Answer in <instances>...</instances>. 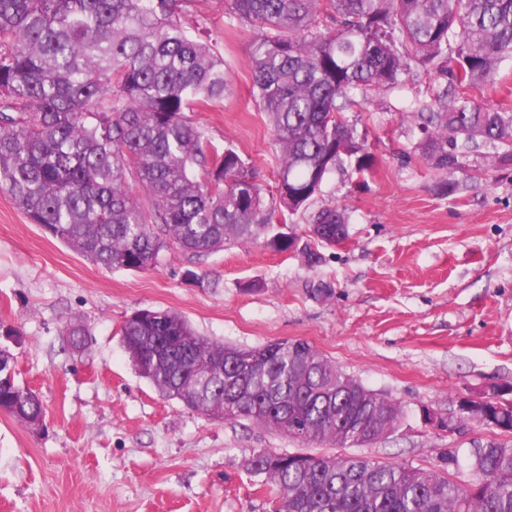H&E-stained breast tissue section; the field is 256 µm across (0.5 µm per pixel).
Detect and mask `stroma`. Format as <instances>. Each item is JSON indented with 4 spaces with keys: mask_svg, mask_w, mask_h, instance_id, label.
Listing matches in <instances>:
<instances>
[{
    "mask_svg": "<svg viewBox=\"0 0 512 512\" xmlns=\"http://www.w3.org/2000/svg\"><path fill=\"white\" fill-rule=\"evenodd\" d=\"M183 22L233 63L223 101L192 119L274 187L273 132L249 65L257 32L231 25L219 0H192ZM436 81L413 70L405 88L350 113L375 166L359 182L331 173L310 211L289 217L285 252L260 238L109 271L30 223L0 188V323L20 331L17 380L44 407L37 428L0 411V512H274L275 489L244 462L300 443L162 397L123 347L139 309L175 311L238 347L307 341L401 404V426L364 449L375 460L465 480L473 448L512 445V433L471 421L451 435L422 418L423 407L453 415L460 398L512 385V164L482 148L450 178L423 158L411 108ZM332 206L345 211L347 237L326 245L310 213ZM320 285L328 295L313 296ZM70 321L91 332L83 351L63 333Z\"/></svg>",
    "mask_w": 512,
    "mask_h": 512,
    "instance_id": "35a3bbf8",
    "label": "stroma"
}]
</instances>
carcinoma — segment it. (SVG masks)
Here are the masks:
<instances>
[{"label": "carcinoma", "instance_id": "1", "mask_svg": "<svg viewBox=\"0 0 512 512\" xmlns=\"http://www.w3.org/2000/svg\"><path fill=\"white\" fill-rule=\"evenodd\" d=\"M190 0H0V186L33 224L109 270H145L166 254L202 256L250 243L307 208L343 168L374 166L345 113L436 71L420 120L423 157L454 174L469 150L512 162V111L474 91L512 56V0H224L260 32L254 97L274 132L277 182L216 148L187 112L224 100L232 64L182 23ZM343 211L313 216L320 241ZM80 350L89 329L68 322ZM138 374L165 398L245 419L302 443L369 445L401 423L375 394L308 342L240 348L196 334L170 310L143 309L121 328ZM0 407L36 420L42 403L12 380ZM246 470L276 486L277 512H512V447L473 450L471 477L382 464L364 455L263 451Z\"/></svg>", "mask_w": 512, "mask_h": 512}]
</instances>
